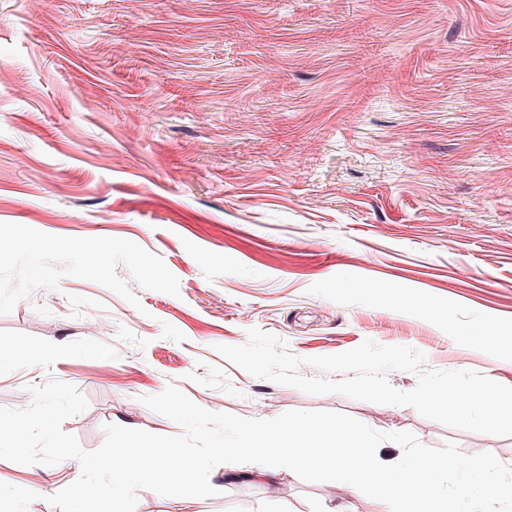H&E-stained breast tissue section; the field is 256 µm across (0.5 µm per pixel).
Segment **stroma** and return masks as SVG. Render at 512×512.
Instances as JSON below:
<instances>
[{"label": "stroma", "mask_w": 512, "mask_h": 512, "mask_svg": "<svg viewBox=\"0 0 512 512\" xmlns=\"http://www.w3.org/2000/svg\"><path fill=\"white\" fill-rule=\"evenodd\" d=\"M253 327L512 387V0H0V407L72 384L88 407L63 428L93 451L110 423L181 434L141 402L172 382L212 412L336 411L512 466V437L217 352ZM80 475L0 459L28 512ZM209 480L135 512L388 510L284 470Z\"/></svg>", "instance_id": "35a3bbf8"}]
</instances>
